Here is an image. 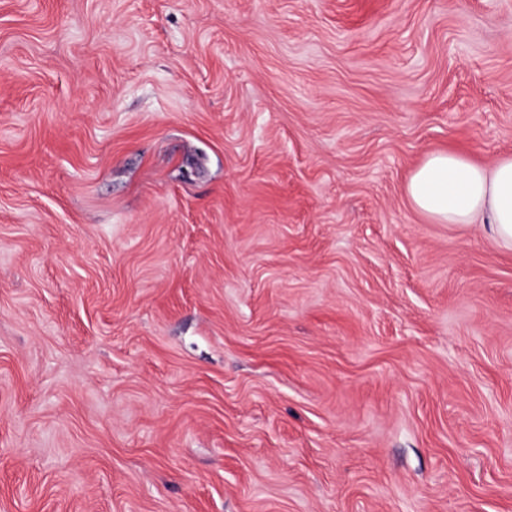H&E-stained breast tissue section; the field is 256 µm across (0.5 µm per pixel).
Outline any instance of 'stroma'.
Returning <instances> with one entry per match:
<instances>
[{"label": "stroma", "instance_id": "1", "mask_svg": "<svg viewBox=\"0 0 512 512\" xmlns=\"http://www.w3.org/2000/svg\"><path fill=\"white\" fill-rule=\"evenodd\" d=\"M512 0H0V512H512ZM412 205L437 224L483 225L512 248V156L493 166L454 152L429 154L406 185Z\"/></svg>", "mask_w": 512, "mask_h": 512}]
</instances>
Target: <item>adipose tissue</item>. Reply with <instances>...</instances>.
I'll list each match as a JSON object with an SVG mask.
<instances>
[{
	"label": "adipose tissue",
	"mask_w": 512,
	"mask_h": 512,
	"mask_svg": "<svg viewBox=\"0 0 512 512\" xmlns=\"http://www.w3.org/2000/svg\"><path fill=\"white\" fill-rule=\"evenodd\" d=\"M406 192L433 222L483 225L498 244L512 248V156L486 167L454 152L429 154Z\"/></svg>",
	"instance_id": "adipose-tissue-1"
}]
</instances>
